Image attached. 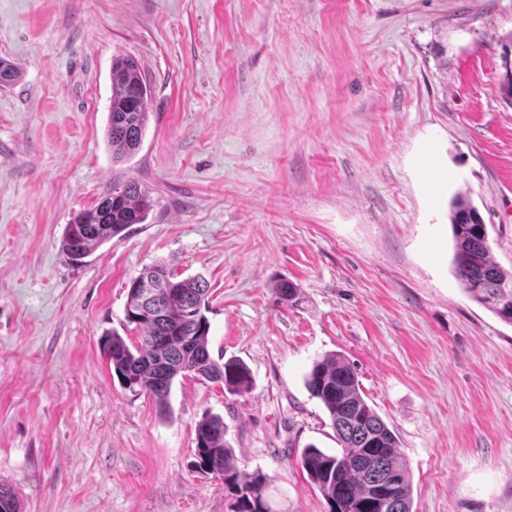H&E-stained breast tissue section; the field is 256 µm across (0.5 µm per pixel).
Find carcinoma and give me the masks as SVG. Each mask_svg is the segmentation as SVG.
Wrapping results in <instances>:
<instances>
[{
  "instance_id": "obj_1",
  "label": "carcinoma",
  "mask_w": 512,
  "mask_h": 512,
  "mask_svg": "<svg viewBox=\"0 0 512 512\" xmlns=\"http://www.w3.org/2000/svg\"><path fill=\"white\" fill-rule=\"evenodd\" d=\"M18 79L17 68L0 59V87ZM110 79L107 142L112 159L122 161L142 145L150 90L138 62L127 55L112 58ZM151 207L152 200L138 181L116 184L93 208L73 219L71 225L81 229L79 240L72 242L69 231H64L60 250L69 257L77 246L86 257L129 225L144 223ZM450 223L453 264L463 291L512 323V271L493 261L486 224L461 193L451 202ZM142 276L153 280L152 296L145 299L143 285L131 281L125 308V324L134 327L137 336L112 330L102 339L110 370L122 386L150 394L163 414L179 376L220 382L231 395L249 391L248 367L232 358L220 364L209 350L207 282L200 277L178 279L165 261L144 268ZM305 386L327 412L340 446L330 454L310 445L300 455L301 469L326 500L329 512H412L410 471L399 439L362 395L350 363L340 354L323 358L306 375ZM224 434V418L219 415L206 413L197 422L194 472L224 480V488L235 499L231 512H271L265 478L238 464ZM0 512H20L12 487L2 482Z\"/></svg>"
}]
</instances>
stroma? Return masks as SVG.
Instances as JSON below:
<instances>
[{
	"mask_svg": "<svg viewBox=\"0 0 512 512\" xmlns=\"http://www.w3.org/2000/svg\"><path fill=\"white\" fill-rule=\"evenodd\" d=\"M119 54L151 91L121 162ZM1 57L0 482L22 512H230L190 469L207 413L274 512H328L299 459L339 449L305 386L332 353L398 435L413 512H512V324L463 291L449 219L467 195L512 269V0H0ZM128 179L146 221L71 263L66 224ZM160 260L208 281L211 353L250 392L181 377L165 415L113 379L101 338Z\"/></svg>",
	"mask_w": 512,
	"mask_h": 512,
	"instance_id": "1",
	"label": "stroma"
}]
</instances>
